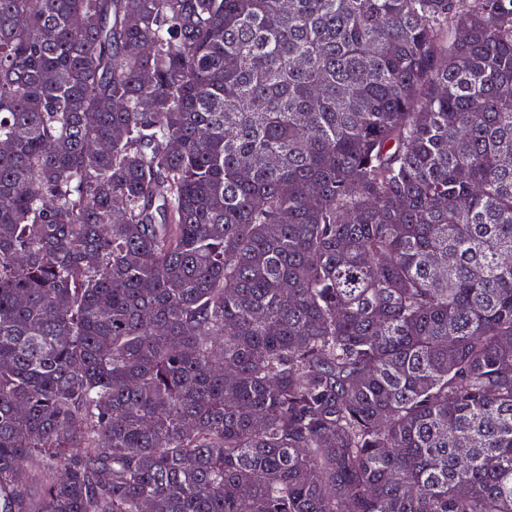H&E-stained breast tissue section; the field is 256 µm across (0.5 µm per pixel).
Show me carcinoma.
Masks as SVG:
<instances>
[{"instance_id":"cac0c4a2","label":"carcinoma","mask_w":512,"mask_h":512,"mask_svg":"<svg viewBox=\"0 0 512 512\" xmlns=\"http://www.w3.org/2000/svg\"><path fill=\"white\" fill-rule=\"evenodd\" d=\"M1 141L0 512H512V0H0Z\"/></svg>"}]
</instances>
